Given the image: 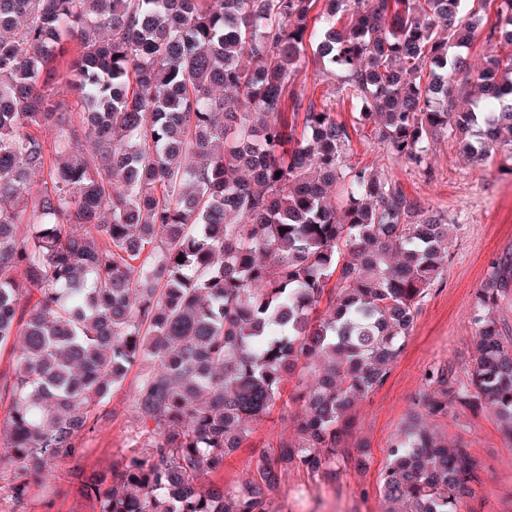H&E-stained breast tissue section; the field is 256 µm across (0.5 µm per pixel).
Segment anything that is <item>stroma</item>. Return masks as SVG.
Listing matches in <instances>:
<instances>
[{"instance_id": "stroma-1", "label": "stroma", "mask_w": 512, "mask_h": 512, "mask_svg": "<svg viewBox=\"0 0 512 512\" xmlns=\"http://www.w3.org/2000/svg\"><path fill=\"white\" fill-rule=\"evenodd\" d=\"M460 53L472 67L453 82L455 107L462 111L475 100L473 71L492 56L512 61V49L486 42L482 33L461 47ZM335 115L353 129L343 155L344 167L382 169L425 210L442 215L448 223V261L440 281L422 299L406 345L386 382L358 404L354 433L370 448L364 466L348 469L332 481L291 471L267 496L273 505L292 507L293 512L308 507L313 512H384L379 481L388 463L387 447L410 422L425 390V373L448 365L463 378L473 366L474 296L492 261L503 252H512V174L501 172V159L482 163L461 153L450 132L439 135L427 167L421 169L393 158L371 127L358 126L351 105H337ZM140 373V368H133L123 387L101 405L94 431L83 438L87 454L46 467L47 486L60 488L67 470H111L114 463L140 448L132 405ZM300 413L298 405L279 400L243 446L225 458L223 468L212 473V480L233 490L242 488L268 442L293 436ZM441 431L449 441L465 442L479 474H495L493 482L483 481L476 487L481 512H512V438L500 431L494 416L452 413Z\"/></svg>"}]
</instances>
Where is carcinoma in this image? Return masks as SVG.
<instances>
[{"label": "carcinoma", "mask_w": 512, "mask_h": 512, "mask_svg": "<svg viewBox=\"0 0 512 512\" xmlns=\"http://www.w3.org/2000/svg\"><path fill=\"white\" fill-rule=\"evenodd\" d=\"M324 2L0 0V351L22 342L0 384L11 512L43 492L42 466L82 455L138 365L147 448L81 480L91 512H277L265 489L288 472L333 480L369 454L354 409L440 279L448 225L380 171L342 172L349 128L306 99L300 63L313 52L417 167L455 128L477 157L512 152V68L489 60L480 111L454 112L457 48L489 0ZM500 35L512 45V0L485 38ZM509 294L505 254L475 295L468 378L427 372L423 417L485 408L512 432V337L494 316ZM293 375L296 437L238 492L199 485ZM387 455L380 493L402 512L476 495L463 443L415 426Z\"/></svg>", "instance_id": "obj_1"}]
</instances>
